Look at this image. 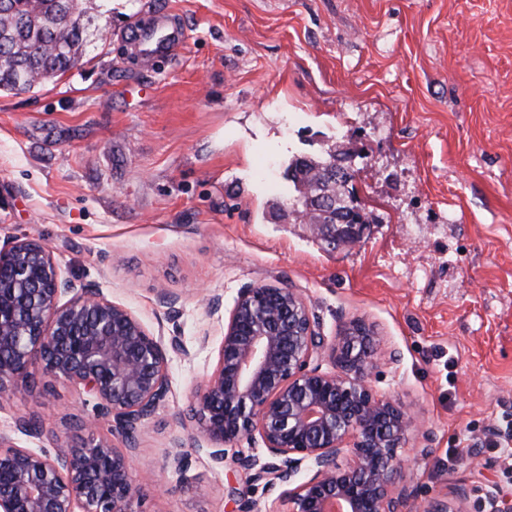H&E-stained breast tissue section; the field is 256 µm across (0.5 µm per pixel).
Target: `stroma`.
<instances>
[{
  "label": "stroma",
  "instance_id": "35a3bbf8",
  "mask_svg": "<svg viewBox=\"0 0 512 512\" xmlns=\"http://www.w3.org/2000/svg\"><path fill=\"white\" fill-rule=\"evenodd\" d=\"M83 8L79 64L0 93V239H42L63 277L187 349L170 354L171 391L135 440L136 512L272 507L264 482L214 465L178 422L239 291L257 285L300 291L327 340L354 320L374 329L373 389L421 422L398 450L410 512L459 485L471 512L491 495L512 506L493 448L512 423V0ZM156 9L184 31L161 66L127 50ZM331 147L375 218L335 246L321 225L282 219L291 161ZM95 414L38 373L0 402V435L49 452ZM21 416L44 436L19 433ZM177 452L186 470L171 465Z\"/></svg>",
  "mask_w": 512,
  "mask_h": 512
}]
</instances>
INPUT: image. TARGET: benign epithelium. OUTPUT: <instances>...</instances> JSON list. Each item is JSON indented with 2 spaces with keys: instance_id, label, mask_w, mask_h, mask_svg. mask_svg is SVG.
<instances>
[{
  "instance_id": "1",
  "label": "benign epithelium",
  "mask_w": 512,
  "mask_h": 512,
  "mask_svg": "<svg viewBox=\"0 0 512 512\" xmlns=\"http://www.w3.org/2000/svg\"><path fill=\"white\" fill-rule=\"evenodd\" d=\"M377 342L361 320L327 341L293 288H244L184 420L213 462L266 481L286 512H407L397 449L417 422L373 391ZM171 350H181L177 338L164 341L125 306L63 278L41 239L0 245V401L39 370L93 398L125 443L96 435V418L83 422L89 435L78 445L55 437L52 456L0 437V512H135L133 438L170 392ZM315 354L336 371L311 366ZM255 436L262 447L228 454ZM468 504L458 487L427 512H468Z\"/></svg>"
}]
</instances>
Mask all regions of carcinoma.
I'll use <instances>...</instances> for the list:
<instances>
[{"mask_svg": "<svg viewBox=\"0 0 512 512\" xmlns=\"http://www.w3.org/2000/svg\"><path fill=\"white\" fill-rule=\"evenodd\" d=\"M81 0H0V91L25 92L53 81L76 67L84 46ZM336 154L298 158L289 166L302 207L308 198L327 195L336 210H347L355 223L370 224L349 184L354 172L332 180L325 175Z\"/></svg>", "mask_w": 512, "mask_h": 512, "instance_id": "obj_1", "label": "carcinoma"}]
</instances>
